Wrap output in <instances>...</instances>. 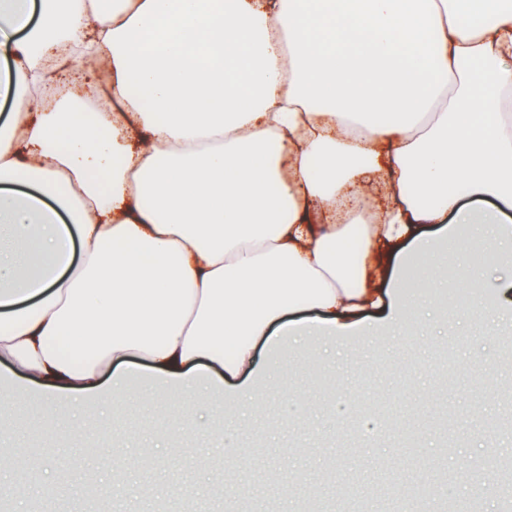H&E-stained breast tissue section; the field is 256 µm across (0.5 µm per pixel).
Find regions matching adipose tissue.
I'll list each match as a JSON object with an SVG mask.
<instances>
[{"label": "adipose tissue", "instance_id": "1", "mask_svg": "<svg viewBox=\"0 0 512 512\" xmlns=\"http://www.w3.org/2000/svg\"><path fill=\"white\" fill-rule=\"evenodd\" d=\"M89 66L92 112L55 90ZM0 102V366L115 411L139 359L172 439L201 386L264 409L257 344L401 335L412 259L512 242V0H0ZM457 285L512 324V275Z\"/></svg>", "mask_w": 512, "mask_h": 512}]
</instances>
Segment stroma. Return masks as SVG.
<instances>
[{
    "instance_id": "stroma-1",
    "label": "stroma",
    "mask_w": 512,
    "mask_h": 512,
    "mask_svg": "<svg viewBox=\"0 0 512 512\" xmlns=\"http://www.w3.org/2000/svg\"><path fill=\"white\" fill-rule=\"evenodd\" d=\"M492 305L489 296L448 302L425 290L407 335L284 344L264 383L281 384L305 409L286 418L277 396L264 416L246 420L237 436L250 460L242 470L221 441L185 437L171 448V462L114 473L108 455L131 458L164 440L169 392L154 382L143 384L154 406L142 409L136 397L128 403L137 425L130 441L113 438L103 407L61 410L52 428L36 395L20 399L16 387L2 386L0 395L17 398L8 418L26 465L0 473L15 493L14 501H0V512H225L223 478L233 470L249 491V512H295L306 499L320 512H416L424 483L449 489L454 512H501L497 501L471 494L488 478L512 486V400L500 398L481 366L493 358L500 375L512 376V337L470 327ZM378 352L383 364L356 377L361 357ZM491 437L496 446L488 445ZM200 457L207 468L196 467ZM127 481L144 495L123 499ZM176 486L200 494L166 495Z\"/></svg>"
}]
</instances>
